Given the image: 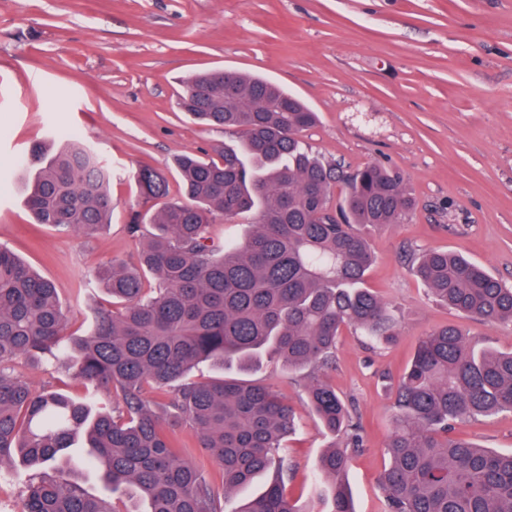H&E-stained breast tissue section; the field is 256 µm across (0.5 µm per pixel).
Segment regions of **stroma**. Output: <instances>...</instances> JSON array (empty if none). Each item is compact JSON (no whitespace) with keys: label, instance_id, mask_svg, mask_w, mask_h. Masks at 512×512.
<instances>
[{"label":"stroma","instance_id":"1","mask_svg":"<svg viewBox=\"0 0 512 512\" xmlns=\"http://www.w3.org/2000/svg\"><path fill=\"white\" fill-rule=\"evenodd\" d=\"M207 69L265 76L317 112L305 131L344 171L371 162L399 171L416 199L397 224L372 231L366 286L391 307L399 334L377 344L343 330L328 377L362 422L348 482L355 512H385L391 395L429 331L462 323L474 341L512 349V324L487 326L435 302L410 271L428 249L462 252L512 285V0H0V245L55 286L69 331H87L108 297L102 265L132 262L131 212L155 214L133 175L169 172L177 155L217 157L235 134L194 124L182 80ZM89 142L112 168V222L95 235L35 223L22 174L33 146L59 131ZM35 388L104 403L106 395L53 370L24 369ZM293 407L299 431L288 496L315 502L329 438L299 375L275 358L253 375ZM460 436L512 451V414L458 425Z\"/></svg>","mask_w":512,"mask_h":512}]
</instances>
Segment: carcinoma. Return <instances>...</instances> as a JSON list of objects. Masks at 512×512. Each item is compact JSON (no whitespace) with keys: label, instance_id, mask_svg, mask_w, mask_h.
Masks as SVG:
<instances>
[{"label":"carcinoma","instance_id":"carcinoma-1","mask_svg":"<svg viewBox=\"0 0 512 512\" xmlns=\"http://www.w3.org/2000/svg\"><path fill=\"white\" fill-rule=\"evenodd\" d=\"M179 105L199 124L238 135L239 145L217 160L175 159L180 198L148 223L133 215L135 261L95 272L111 302L84 335L67 333L54 285L0 245V466L17 457L33 469L17 512H121L89 496L67 468L81 437L112 493L135 489L148 512H222L221 498L269 472L264 491L237 512H355L347 472L360 426L325 372L343 329L382 342L396 336L388 305L365 286L368 232L400 223L415 200L391 168L373 162L346 174L315 155L302 133L317 114L272 81L203 71ZM63 138L56 151L30 150L25 204L39 224L90 235L111 223L112 169L89 144ZM137 183L148 198L170 195L161 171L143 168ZM249 215L243 242L214 244L217 219ZM413 271L454 312L512 323V287L463 255L426 250ZM272 356L302 374L317 424L333 438L317 467L321 509L284 492L296 422L270 386L189 378L202 362L253 372ZM45 362L102 389L109 407L37 390L17 371ZM392 398L390 462L380 476L386 512H512V451L456 434L459 422L512 413V350L478 345L456 323L440 326L419 340ZM175 421L195 428L219 481L183 456L170 434Z\"/></svg>","mask_w":512,"mask_h":512}]
</instances>
